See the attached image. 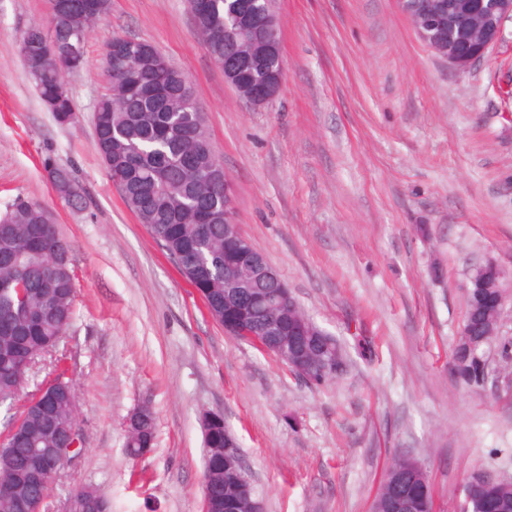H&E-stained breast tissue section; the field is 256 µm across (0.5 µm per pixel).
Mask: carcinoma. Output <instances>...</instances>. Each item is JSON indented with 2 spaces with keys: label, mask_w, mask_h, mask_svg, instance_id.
Here are the masks:
<instances>
[{
  "label": "carcinoma",
  "mask_w": 512,
  "mask_h": 512,
  "mask_svg": "<svg viewBox=\"0 0 512 512\" xmlns=\"http://www.w3.org/2000/svg\"><path fill=\"white\" fill-rule=\"evenodd\" d=\"M268 2L274 12V0H202L193 13L195 24L210 56L236 69L238 92L247 97L254 76L244 66L243 57L254 49L236 39V50L226 48L224 30L234 26V14L248 4ZM103 0H49V17L67 9L56 29L57 41L86 39L94 26L91 17ZM41 21L30 23L18 44L21 56L42 58L26 69L35 89L61 123L75 117L72 95L58 94L61 84L56 60L47 57V45ZM146 56L124 59L127 39L113 37L105 45L112 57V75L117 84L95 105L94 128L99 153L109 177L126 183L125 205L159 240L182 276L206 292L207 309L215 320L240 315V300L248 294L256 298L259 288L224 287V260L229 249L224 240V192L213 188L212 177L222 165L217 159L203 122L189 120L192 113L184 105L176 80H166L162 62L142 42ZM49 211L42 204L18 197L0 214V407L11 410L28 382L33 365L46 358L59 364L64 359L60 344L74 317L76 294L71 263L60 267L57 260L71 256V244L58 225L48 222ZM502 279L486 278L479 269L467 291L466 313L459 336L448 353L451 374L469 392L483 389L479 353L488 340L495 313L482 307V299L498 292ZM252 324L260 326L271 319L278 324L279 338L289 347L305 346L311 340L309 330L325 336L330 344L321 355L305 352V367L314 386L329 383L340 376L332 372L333 355L344 357L338 340L318 327L297 309L272 307L262 311L250 304ZM53 386L37 404L24 408L10 419L9 432L0 444V512H12L7 505L36 493L46 498L52 484L45 477L41 490L24 484L5 470L10 466L26 471L44 466L40 452L55 455L56 463L69 460L68 428L77 414L76 395L71 381L58 374ZM224 420L212 428L207 444L204 482L219 497L214 512H246L241 498L240 472L224 467ZM156 425L153 409L143 412L133 435L126 437L128 455L136 459L155 446ZM473 496V512H512V484L492 487H468Z\"/></svg>",
  "instance_id": "obj_1"
}]
</instances>
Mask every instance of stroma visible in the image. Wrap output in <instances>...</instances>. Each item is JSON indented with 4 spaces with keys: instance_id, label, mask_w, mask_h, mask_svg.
Returning a JSON list of instances; mask_svg holds the SVG:
<instances>
[{
    "instance_id": "stroma-1",
    "label": "stroma",
    "mask_w": 512,
    "mask_h": 512,
    "mask_svg": "<svg viewBox=\"0 0 512 512\" xmlns=\"http://www.w3.org/2000/svg\"><path fill=\"white\" fill-rule=\"evenodd\" d=\"M276 10L285 76L257 109L225 81L188 0H112L68 79V124L17 49L48 0H0V212L19 196L45 205L73 245L77 287L62 348L81 451L45 512H65L79 485L112 512H201L206 411L238 438L266 512H371L399 454L427 472L435 512H458L475 468L512 478V367L477 393L448 370L472 270L495 264L512 293V21L458 69L400 0ZM115 35L150 42L188 74L240 233L348 355L336 383L307 385L228 335L113 188L93 110ZM49 161L72 172L81 204L56 195ZM145 402L156 445L133 461L125 422Z\"/></svg>"
}]
</instances>
